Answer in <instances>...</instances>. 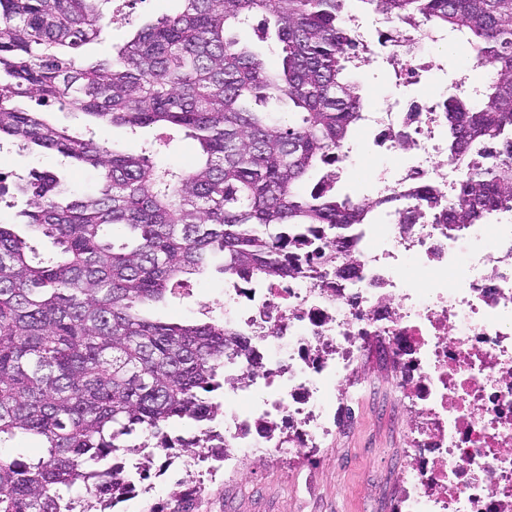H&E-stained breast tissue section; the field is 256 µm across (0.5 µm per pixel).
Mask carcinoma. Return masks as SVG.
<instances>
[{
  "mask_svg": "<svg viewBox=\"0 0 512 512\" xmlns=\"http://www.w3.org/2000/svg\"><path fill=\"white\" fill-rule=\"evenodd\" d=\"M110 2L0 0V142L100 174L97 191L70 198L48 172L17 185L28 198L22 224L28 237L52 240L49 256H32L27 237L0 224V446L33 436L45 449L26 460L0 452V512H72L61 490L76 485L99 502L116 496L123 477L112 460L137 451L128 436L201 426L204 394L245 380L225 377L224 361L251 337L220 321L153 319L152 305L216 258L232 285L318 267L340 278L353 226L375 220L336 192L344 148L364 119L351 73L369 52L350 36L349 0H178L111 58L85 62L77 50L112 23ZM360 2L399 29L455 34L489 68L477 98L448 99V126L457 163L496 144L500 163L469 173L451 204L430 187L413 191L418 210L443 216L451 233L511 207L512 0ZM257 15L273 18L275 67L234 34ZM21 98L133 133L182 131L200 155L156 163L171 136L118 153ZM115 226L126 232L120 243L109 236ZM303 227L319 244L299 256L288 231Z\"/></svg>",
  "mask_w": 512,
  "mask_h": 512,
  "instance_id": "obj_1",
  "label": "carcinoma"
}]
</instances>
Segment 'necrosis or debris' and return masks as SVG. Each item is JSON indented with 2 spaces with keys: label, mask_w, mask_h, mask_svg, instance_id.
Instances as JSON below:
<instances>
[{
  "label": "necrosis or debris",
  "mask_w": 512,
  "mask_h": 512,
  "mask_svg": "<svg viewBox=\"0 0 512 512\" xmlns=\"http://www.w3.org/2000/svg\"><path fill=\"white\" fill-rule=\"evenodd\" d=\"M479 88L459 73L445 97L416 110L398 99L368 113L385 159L370 172L379 217L358 224L359 258L342 280L301 278L224 291V323L254 336L250 371L234 400L191 435L199 461L223 449L224 468L275 455L306 464L341 429L340 411L367 342L381 343L402 373L403 407H419L397 512H512V219L490 215L456 233L435 216L412 224L393 196L433 183L444 199L462 172L448 154L449 98Z\"/></svg>",
  "instance_id": "obj_1"
}]
</instances>
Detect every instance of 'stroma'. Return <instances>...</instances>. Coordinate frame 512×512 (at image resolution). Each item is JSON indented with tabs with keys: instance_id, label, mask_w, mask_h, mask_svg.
I'll use <instances>...</instances> for the list:
<instances>
[{
	"instance_id": "obj_1",
	"label": "stroma",
	"mask_w": 512,
	"mask_h": 512,
	"mask_svg": "<svg viewBox=\"0 0 512 512\" xmlns=\"http://www.w3.org/2000/svg\"><path fill=\"white\" fill-rule=\"evenodd\" d=\"M175 0H127L123 18L111 25L102 39L83 47L84 56L94 59L111 57L115 46L156 17L174 12ZM448 41L434 44L427 51L430 70L417 85H396L391 66L381 59L355 71L362 87L366 110L381 106L389 98L400 96L408 105L426 103L442 93L459 70H469L479 81H486L484 69L474 66L470 57L449 51ZM351 147L361 155V163L344 170L337 185L340 194L355 200L370 197L371 168L379 165V149L372 140L352 139ZM8 163L0 171V224L17 223V214L27 204L26 197L16 194L14 186L30 170L60 175L72 194L93 189L97 173L89 166L64 167L50 151L29 152L7 147ZM222 274L210 272L194 276L182 295L155 304L151 313L165 321L224 318ZM362 376L371 388L363 400L352 405V425L339 431L330 448L317 456V471L307 485L289 480L281 465L257 467L249 481L229 483L223 470L203 472L191 448L154 450L149 463L150 498L170 500L173 493L205 480L206 494L192 512H388L400 492L399 470L406 456L410 426L417 413L400 419L397 384L401 374L393 365L379 361L375 353L359 355Z\"/></svg>"
}]
</instances>
